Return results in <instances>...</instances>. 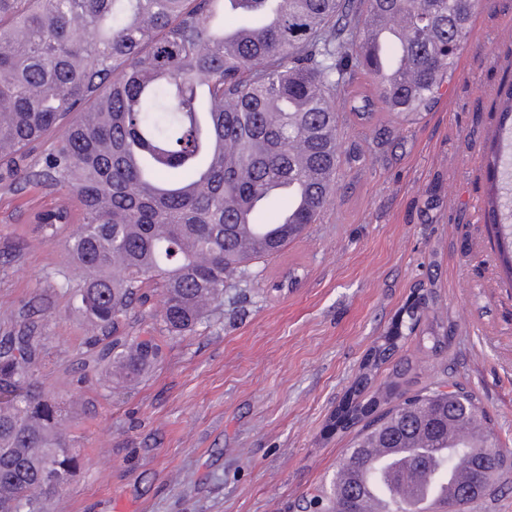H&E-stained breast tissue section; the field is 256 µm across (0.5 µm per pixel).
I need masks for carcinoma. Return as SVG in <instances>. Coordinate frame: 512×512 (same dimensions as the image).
Instances as JSON below:
<instances>
[{"label":"carcinoma","mask_w":512,"mask_h":512,"mask_svg":"<svg viewBox=\"0 0 512 512\" xmlns=\"http://www.w3.org/2000/svg\"><path fill=\"white\" fill-rule=\"evenodd\" d=\"M256 21L224 39V13ZM471 0H0V183L64 190L80 203V227L65 248L82 274L74 297L93 334V354L77 364L87 380L106 372L120 387L137 384L158 361L153 336H120L152 297L164 331L195 330L224 297V283L253 261L277 255L318 221L331 199L346 152L334 96L355 73L369 76L376 95L345 99L362 124L379 113L409 121L434 104L456 70L471 33ZM395 22L392 44L403 67H380L371 36ZM501 125L512 121V84L500 92ZM49 143L38 167L23 164ZM512 158L496 146L486 157L491 184L508 175ZM288 183V217L260 224L256 213ZM499 188L488 217L512 282V225ZM72 221L59 206L33 223L54 239ZM261 227L254 246L245 226ZM407 335L438 356L447 336L419 331L407 312ZM44 309L31 304L0 334V502L20 496L17 512H46L79 467L61 433L64 402L44 394L34 367L49 355ZM396 343L373 347L370 371ZM387 408L365 423L345 450L329 484L304 500V512H367L362 481L377 469L393 492L391 512H415L425 462L448 472L454 448L464 480L457 499L491 498L512 471L474 393L425 387L388 390ZM370 448H400L378 469ZM53 460L61 481L44 477ZM487 461L481 484L475 465Z\"/></svg>","instance_id":"obj_1"}]
</instances>
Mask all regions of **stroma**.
Wrapping results in <instances>:
<instances>
[{"label": "stroma", "mask_w": 512, "mask_h": 512, "mask_svg": "<svg viewBox=\"0 0 512 512\" xmlns=\"http://www.w3.org/2000/svg\"><path fill=\"white\" fill-rule=\"evenodd\" d=\"M510 80L512 0H489L441 98L415 121L385 115L361 127L337 96L345 146L364 160L342 164L320 222L230 281L223 306L193 334L161 338L157 365L120 392L101 376L74 377L89 331L72 308L81 279L64 239L75 227L44 243L31 222L64 192L0 187V330L25 302L44 300L50 357L38 374L65 401L80 457L49 512H299L357 431L341 411L384 409L376 398L391 364L365 383L360 374L386 336L412 364L408 390L463 385L512 448V288L484 216V155ZM502 134L512 156V130ZM62 272L69 287L55 284ZM291 272L298 281L288 288ZM421 297L422 326L445 324L438 356L398 334Z\"/></svg>", "instance_id": "35a3bbf8"}]
</instances>
